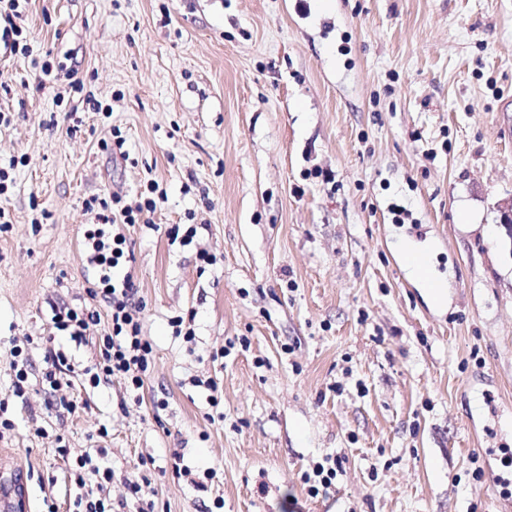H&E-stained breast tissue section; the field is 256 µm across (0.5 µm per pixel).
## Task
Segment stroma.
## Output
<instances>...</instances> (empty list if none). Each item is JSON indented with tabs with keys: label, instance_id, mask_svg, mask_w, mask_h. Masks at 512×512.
Instances as JSON below:
<instances>
[{
	"label": "stroma",
	"instance_id": "35a3bbf8",
	"mask_svg": "<svg viewBox=\"0 0 512 512\" xmlns=\"http://www.w3.org/2000/svg\"><path fill=\"white\" fill-rule=\"evenodd\" d=\"M21 9L33 53L0 56V412L15 424L0 486L30 512H73L74 458L102 447L123 512L143 479L154 512H512V0ZM116 129L122 157L105 147ZM151 185V225L124 229L154 348L144 386L77 377L84 406L61 413L44 356L94 367L102 328L69 340L52 309L105 308L85 233L112 227L83 202ZM402 242L428 247L443 303L408 277ZM326 460L336 478L310 496ZM10 367L14 372V393L21 397L25 394L26 385L29 379V369H31V363L28 355L19 346L14 345L10 349ZM335 467L325 468L322 464H315L312 469L313 477L310 473L305 475V483H313L309 485L308 491L310 494L317 496L319 494L318 485L322 486L323 489H327L332 485V481L336 478V464Z\"/></svg>",
	"mask_w": 512,
	"mask_h": 512
}]
</instances>
